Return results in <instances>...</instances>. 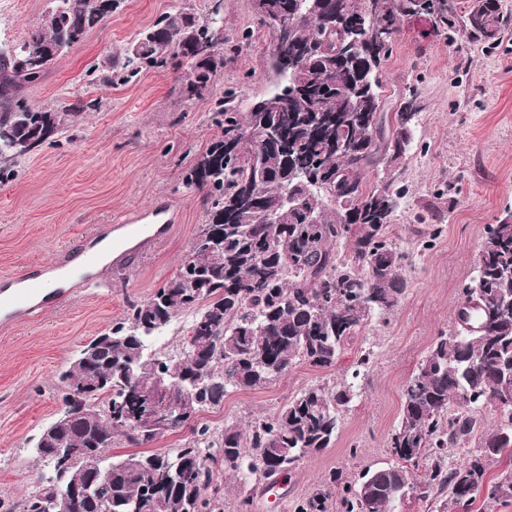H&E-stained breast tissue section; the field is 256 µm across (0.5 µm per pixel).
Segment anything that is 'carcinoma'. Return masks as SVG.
Segmentation results:
<instances>
[{
  "label": "carcinoma",
  "instance_id": "cac0c4a2",
  "mask_svg": "<svg viewBox=\"0 0 512 512\" xmlns=\"http://www.w3.org/2000/svg\"><path fill=\"white\" fill-rule=\"evenodd\" d=\"M48 14L62 23L38 28L29 39L0 49V180L28 155L67 134L79 113L33 108L19 98L39 80L51 61L112 13L118 0H52ZM209 0L205 17L189 11L167 13L129 47L107 55L103 82L146 67L180 69L197 43L224 30V7ZM264 10L293 22L280 53L303 61L297 79L278 61L274 93L279 112H250L234 92L212 102V123L220 132L185 171L183 185L203 193L204 224L174 275L146 299L130 301L112 324L89 365L71 362L59 377L63 408H81L63 429L66 455L51 457L56 438L39 435L33 444L35 489L21 498L0 497V512H48L66 487L82 488L76 512H135L151 500L152 512H221L223 476L260 474L273 480L292 471L307 454L336 440L339 410L357 396L354 383H317L301 388L271 415L254 418L247 430L234 422L213 437L210 427L188 425L190 436L173 452L112 454L119 445L141 446L156 435L117 428L116 412L143 409L131 382L119 377L120 362H139L140 381L153 383L155 371L182 378L194 356L200 383L170 388L186 414L223 405L231 388L254 389L305 363L319 369L336 359L368 325L395 308L407 288L406 254L392 237L405 189L365 176L397 164L411 145L406 112L395 122L374 120L385 92L383 63L391 56L403 17L422 9L437 13L454 40L457 23L467 39L486 48L512 30V13L502 0H473L458 19L456 0H264ZM371 25L367 43L339 59L336 40L350 25ZM203 90L179 94L188 101L211 92L224 70V53L203 65ZM309 89L292 94L294 83ZM276 123L286 142L257 149L259 129ZM236 150H224L227 141ZM346 150L339 153L336 146ZM306 167L314 181L328 177L332 196L316 195L294 178ZM271 209L276 223L263 224L251 200ZM314 212L315 221L307 222ZM345 245L346 253L336 251ZM482 265L474 278L482 285V331L455 326L440 334L419 362L403 393L401 413L389 438L395 461L343 480L330 472L300 501L295 512H395L408 493L436 512H469L477 496L487 507L512 499V469L486 483L487 464L512 457V210L486 227ZM183 314L192 315L183 354L154 355L148 342L156 330ZM112 381V388L96 380ZM491 405L498 426L480 430L474 411ZM473 448L471 461L448 464V449ZM110 471L98 484L94 476Z\"/></svg>",
  "mask_w": 512,
  "mask_h": 512
}]
</instances>
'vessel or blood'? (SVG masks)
Here are the masks:
<instances>
[{"mask_svg": "<svg viewBox=\"0 0 512 512\" xmlns=\"http://www.w3.org/2000/svg\"><path fill=\"white\" fill-rule=\"evenodd\" d=\"M177 215L164 202H157L135 211L119 224L113 225L110 233L94 231L85 236L80 244L55 264V269L64 270L77 263L91 269L100 262L98 244L104 238L112 240L114 263H122L125 258L144 255L147 249L160 241L170 225L176 223ZM43 266H32L27 272L0 278V328L13 326L37 317L45 304Z\"/></svg>", "mask_w": 512, "mask_h": 512, "instance_id": "vessel-or-blood-1", "label": "vessel or blood"}]
</instances>
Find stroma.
I'll return each instance as SVG.
<instances>
[{
  "label": "stroma",
  "instance_id": "1",
  "mask_svg": "<svg viewBox=\"0 0 512 512\" xmlns=\"http://www.w3.org/2000/svg\"><path fill=\"white\" fill-rule=\"evenodd\" d=\"M206 0H118L85 39L64 52L44 77L20 92L29 105L60 110L95 101L82 113L73 140L22 160L0 183V276L53 261L96 228L117 223L155 200L179 215L169 235L141 258L116 270L102 265L73 279L69 298L0 331V496L32 491L34 438L56 419L59 375L85 344L121 318L128 302L147 298L176 271L203 222L200 193L182 186L185 170L214 136L212 99L225 90L244 103L276 82L269 67L273 40L259 28L251 0H224V30L252 31L251 44L231 53L210 98L184 102L179 71L147 69L128 81L104 84L94 71L161 15ZM50 0H0V48L25 39ZM383 69L391 100L416 91L415 143L399 168L404 207L393 230L407 255V289L391 312L371 319L336 365L293 367L256 389H233L223 407L200 414L212 430L272 414L299 389L323 381L354 380L357 396L341 414L331 448L306 455L277 491L253 474L224 480V512L239 494L254 497V512H293L330 471L354 479L391 461L389 436L399 421L404 386L439 333L451 329L461 289L475 270L488 224L512 208V32L500 46L456 49L433 17L403 18ZM441 228L430 236L431 225ZM370 369L352 370L363 350Z\"/></svg>",
  "mask_w": 512,
  "mask_h": 512
}]
</instances>
